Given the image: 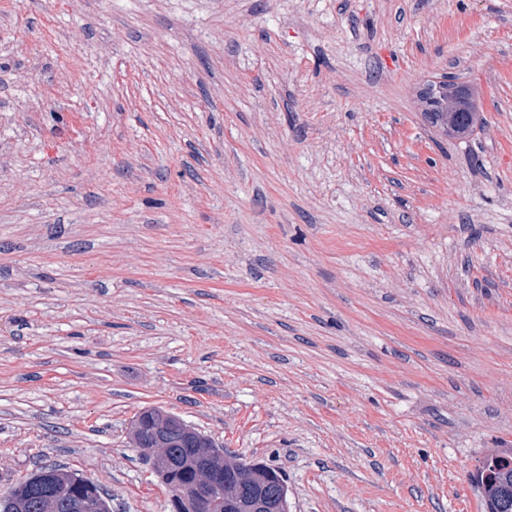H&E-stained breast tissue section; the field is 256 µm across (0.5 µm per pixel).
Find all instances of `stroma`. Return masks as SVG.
Instances as JSON below:
<instances>
[{"mask_svg": "<svg viewBox=\"0 0 512 512\" xmlns=\"http://www.w3.org/2000/svg\"><path fill=\"white\" fill-rule=\"evenodd\" d=\"M483 124L440 135L427 82ZM163 408L289 512H485L512 450V0H0V494L169 512ZM140 414H143L141 418L149 417L153 423L156 421L162 420L171 413H168L161 408L156 407H148L143 409L139 414L135 417V419L131 423L130 428V440L132 444L137 448H152L154 455L151 458L152 468L156 473L162 472V475L165 476L166 472L164 466L162 465L159 456L163 454V448H153L151 437L149 434V428L140 429L138 432L136 431V421ZM482 490L487 512H512V456L489 452L470 475ZM58 472L53 481L24 485L14 494L11 488L0 495V512H75L67 510V502L71 498L81 499L89 503L102 501L105 512H111L112 499L97 483L78 475L65 473L56 466L41 467Z\"/></svg>", "mask_w": 512, "mask_h": 512, "instance_id": "obj_1", "label": "stroma"}]
</instances>
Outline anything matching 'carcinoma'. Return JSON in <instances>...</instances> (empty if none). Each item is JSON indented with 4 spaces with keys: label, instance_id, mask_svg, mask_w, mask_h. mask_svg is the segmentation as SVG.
<instances>
[{
    "label": "carcinoma",
    "instance_id": "obj_1",
    "mask_svg": "<svg viewBox=\"0 0 512 512\" xmlns=\"http://www.w3.org/2000/svg\"><path fill=\"white\" fill-rule=\"evenodd\" d=\"M425 111L432 123L450 137H467L482 122L475 112L469 92L443 77L432 82L420 93ZM168 446L164 449L171 482L186 484L193 478L190 465L206 452L202 445L210 442L205 436L190 438L176 425L166 428ZM58 476L52 481L31 483L14 494L0 495V512H69L67 502L81 499L89 503L103 502L105 512H112L111 498L100 485L74 472L65 473L57 467ZM258 482L238 481L234 472L224 468L227 489L241 500L248 501L257 489L268 502L279 501L282 475L265 465L257 471ZM471 480L482 490L487 512H512V456L504 457L496 451L488 453L480 466L471 474Z\"/></svg>",
    "mask_w": 512,
    "mask_h": 512
}]
</instances>
